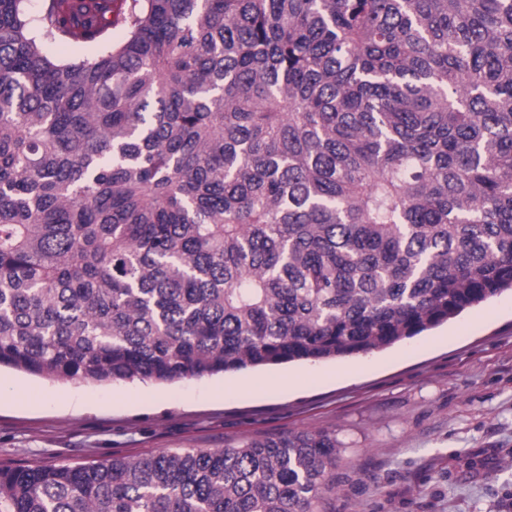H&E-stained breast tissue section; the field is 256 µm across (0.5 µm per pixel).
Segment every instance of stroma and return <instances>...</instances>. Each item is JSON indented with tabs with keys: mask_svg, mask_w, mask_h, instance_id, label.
<instances>
[{
	"mask_svg": "<svg viewBox=\"0 0 512 512\" xmlns=\"http://www.w3.org/2000/svg\"><path fill=\"white\" fill-rule=\"evenodd\" d=\"M335 432L327 512H512V294L364 356L86 384L0 370V462L84 464Z\"/></svg>",
	"mask_w": 512,
	"mask_h": 512,
	"instance_id": "35a3bbf8",
	"label": "stroma"
}]
</instances>
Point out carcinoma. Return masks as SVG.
<instances>
[{"mask_svg": "<svg viewBox=\"0 0 512 512\" xmlns=\"http://www.w3.org/2000/svg\"><path fill=\"white\" fill-rule=\"evenodd\" d=\"M509 289L512 0H0V367L367 355ZM338 460L319 430L1 462L0 512H319ZM47 52L50 56L64 60V61H80L86 58H91L97 52L93 47L81 46H68L61 47L59 45H51L47 47Z\"/></svg>", "mask_w": 512, "mask_h": 512, "instance_id": "carcinoma-1", "label": "carcinoma"}]
</instances>
